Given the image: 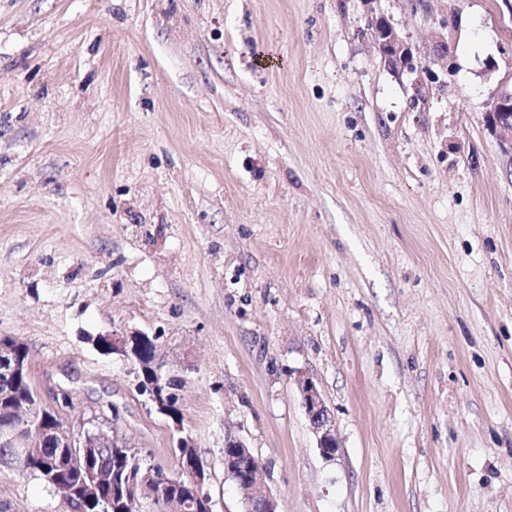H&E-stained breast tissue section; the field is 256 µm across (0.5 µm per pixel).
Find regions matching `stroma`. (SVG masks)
Returning a JSON list of instances; mask_svg holds the SVG:
<instances>
[{
  "instance_id": "35a3bbf8",
  "label": "stroma",
  "mask_w": 512,
  "mask_h": 512,
  "mask_svg": "<svg viewBox=\"0 0 512 512\" xmlns=\"http://www.w3.org/2000/svg\"><path fill=\"white\" fill-rule=\"evenodd\" d=\"M0 0V337L69 422L244 512H512V0ZM422 90H415V83ZM157 337L181 423L97 337ZM335 419L324 459L296 386ZM69 401H60L61 392ZM0 512H70L0 462ZM368 21L371 22V37L384 61L390 70L401 73L412 70L413 53L409 43L397 32L389 19L370 6ZM488 128L498 137L502 153L512 163V69L501 80V86L485 110ZM225 448H232L231 452H225ZM264 472L263 464L242 439L229 434L224 436V473L244 492L246 512H277ZM244 473L247 475L241 477ZM178 449L180 451L181 457L185 456L188 458L189 455H194L197 458V460L194 462L191 461L192 468L187 471V475H189L192 484H196L197 486L202 487L205 483H207L209 476L206 470V466L197 449L189 444H183Z\"/></svg>"
}]
</instances>
